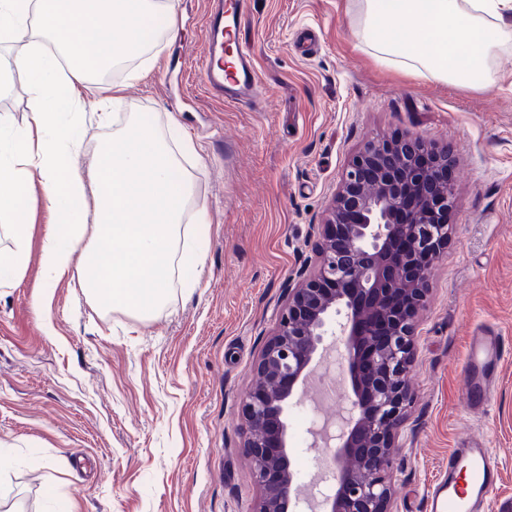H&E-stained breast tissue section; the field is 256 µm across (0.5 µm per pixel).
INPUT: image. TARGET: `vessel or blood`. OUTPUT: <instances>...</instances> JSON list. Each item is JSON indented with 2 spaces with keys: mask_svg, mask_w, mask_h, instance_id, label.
I'll return each mask as SVG.
<instances>
[{
  "mask_svg": "<svg viewBox=\"0 0 512 512\" xmlns=\"http://www.w3.org/2000/svg\"><path fill=\"white\" fill-rule=\"evenodd\" d=\"M245 0H207L204 20L205 52L201 82L208 94L227 104L256 102L264 93L255 61L242 35ZM507 347L491 328L474 330L468 338L466 362L467 408H485ZM500 481L497 464L483 444L453 449L448 475L437 489L431 512H482L490 491Z\"/></svg>",
  "mask_w": 512,
  "mask_h": 512,
  "instance_id": "b4317fda",
  "label": "vessel or blood"
}]
</instances>
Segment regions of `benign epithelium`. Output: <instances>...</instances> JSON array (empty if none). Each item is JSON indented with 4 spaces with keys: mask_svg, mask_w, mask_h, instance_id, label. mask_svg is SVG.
Returning <instances> with one entry per match:
<instances>
[{
    "mask_svg": "<svg viewBox=\"0 0 512 512\" xmlns=\"http://www.w3.org/2000/svg\"><path fill=\"white\" fill-rule=\"evenodd\" d=\"M433 152L419 138L367 140L349 162L321 225L313 267L288 287L286 305L257 365L243 404L244 448L260 489L256 512H388L392 448L406 414L416 314L434 262L448 246L455 206L448 156L421 168ZM417 208L398 218L405 194ZM403 243L398 256L393 246ZM332 336L348 390L342 428L321 446L329 485L301 496L289 448L290 416L299 386Z\"/></svg>",
    "mask_w": 512,
    "mask_h": 512,
    "instance_id": "7a95c632",
    "label": "benign epithelium"
}]
</instances>
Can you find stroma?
I'll list each match as a JSON object with an SVG mask.
<instances>
[{
    "instance_id": "obj_1",
    "label": "stroma",
    "mask_w": 512,
    "mask_h": 512,
    "mask_svg": "<svg viewBox=\"0 0 512 512\" xmlns=\"http://www.w3.org/2000/svg\"><path fill=\"white\" fill-rule=\"evenodd\" d=\"M176 35L86 94L87 166L138 117L161 134L207 205V253L141 318L93 300L69 273L46 287L40 255L53 215L40 188L24 273L0 288V507L7 512H254L242 404L295 273L351 155L372 136L419 138L447 153L454 234L416 316L413 396L394 457L390 512H430L448 452L479 441L501 480L485 512H512V354L486 409L464 406L467 341L493 325L512 346V47L480 90L380 67L353 36L359 0H246L243 34L266 94L211 99L199 78L205 0H173ZM31 84L0 91V114L30 119ZM114 113L99 125L93 111ZM55 470L46 487V467Z\"/></svg>"
}]
</instances>
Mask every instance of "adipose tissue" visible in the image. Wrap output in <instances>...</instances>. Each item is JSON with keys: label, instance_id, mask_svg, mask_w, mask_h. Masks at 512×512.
<instances>
[{"label": "adipose tissue", "instance_id": "adipose-tissue-1", "mask_svg": "<svg viewBox=\"0 0 512 512\" xmlns=\"http://www.w3.org/2000/svg\"><path fill=\"white\" fill-rule=\"evenodd\" d=\"M159 14L174 21L172 0H0V44L23 43L14 66L33 79L26 126L0 114V285L27 265L23 200L36 183L54 216L48 281L78 270L96 301L146 314L184 264L201 266L203 240L183 220L207 224V208L164 135L135 119L87 169L64 167L82 150L88 85L150 46ZM354 35L381 66L488 90L512 45V0H363Z\"/></svg>", "mask_w": 512, "mask_h": 512}]
</instances>
